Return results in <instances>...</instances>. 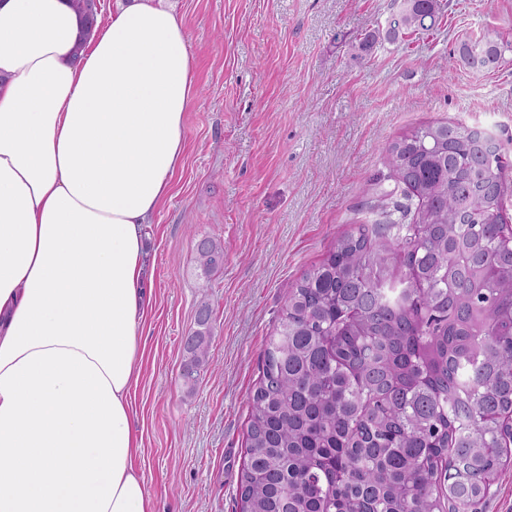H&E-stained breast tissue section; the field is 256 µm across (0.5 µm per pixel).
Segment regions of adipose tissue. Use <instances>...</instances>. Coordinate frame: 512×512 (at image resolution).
<instances>
[{
	"label": "adipose tissue",
	"mask_w": 512,
	"mask_h": 512,
	"mask_svg": "<svg viewBox=\"0 0 512 512\" xmlns=\"http://www.w3.org/2000/svg\"><path fill=\"white\" fill-rule=\"evenodd\" d=\"M180 0H0V512H153L133 458L144 227L185 154Z\"/></svg>",
	"instance_id": "ef3b65f1"
}]
</instances>
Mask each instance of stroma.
<instances>
[{
    "instance_id": "stroma-1",
    "label": "stroma",
    "mask_w": 512,
    "mask_h": 512,
    "mask_svg": "<svg viewBox=\"0 0 512 512\" xmlns=\"http://www.w3.org/2000/svg\"><path fill=\"white\" fill-rule=\"evenodd\" d=\"M434 34L396 42L393 0H181L196 94L184 166L145 229L149 300L133 393L134 458L153 512H241L238 493L260 357L291 287L337 237L375 215L383 148L434 120L490 132L512 159V51L468 67V36L512 37V0H439ZM224 266L201 289L197 242ZM209 301L203 381L181 379L183 340Z\"/></svg>"
}]
</instances>
